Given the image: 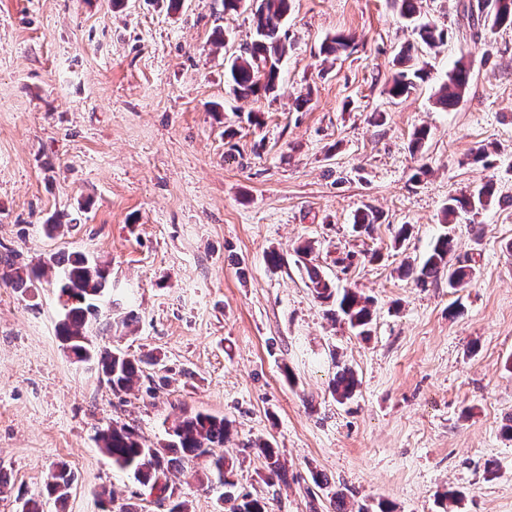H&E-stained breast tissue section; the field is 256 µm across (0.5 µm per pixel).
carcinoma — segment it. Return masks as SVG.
<instances>
[{
	"label": "carcinoma",
	"mask_w": 512,
	"mask_h": 512,
	"mask_svg": "<svg viewBox=\"0 0 512 512\" xmlns=\"http://www.w3.org/2000/svg\"><path fill=\"white\" fill-rule=\"evenodd\" d=\"M247 6L252 14L254 37L243 50L226 59V71L233 92L241 97H259L276 91L281 77L280 65L288 46V33L283 31V20L288 15V0H223L224 11L231 12ZM478 10L491 27H512V0H481ZM423 43L439 47L447 40V31L430 23L417 26ZM427 73L422 69L404 67L391 80L388 94L394 99L409 96L416 89L417 81H423ZM471 78L468 68L456 65L448 72L447 81L441 86L439 103L445 107L459 105ZM494 196V182L489 180L469 196L451 197L444 208L445 217L460 210H479L487 206ZM456 250L454 239L444 235L431 248L422 266L407 273L416 275L424 282L441 275L448 276V288L463 287L472 275L468 265L452 263ZM55 269V288L62 310L57 327L61 344L67 346L78 362H93L98 371L106 376L112 392H127L134 386L148 383L146 391L154 389V380L145 373V361L130 357L120 351L96 347L90 342L93 334H109L112 328H127L126 319L111 320L102 314L101 302L110 277L107 265L83 253L76 252L62 259L52 255L42 264L30 269L16 266L14 253H0V282L11 287H23ZM309 288L322 302L336 304L334 318L347 323L361 336L370 332L372 301L359 292L345 288L338 291L330 281L321 277L314 268L308 269ZM356 386L353 373L343 369L336 374L333 390L341 399L349 398ZM230 435L229 423L203 413L187 415L172 428L170 439L155 447L142 441L135 428L122 424L101 433V449L112 461V466L133 475L135 480L148 488V494L167 504V512H185L183 502L173 498L166 481V472L175 465L202 456L210 457L207 481L218 480L227 485V475L233 473V465L215 449L224 447ZM267 464L269 478H281L277 451L267 441L258 440L250 445ZM74 476L65 464L57 465L49 472L44 485L46 494L60 505H65L71 493ZM233 500L230 512H267V503L246 494Z\"/></svg>",
	"instance_id": "obj_1"
}]
</instances>
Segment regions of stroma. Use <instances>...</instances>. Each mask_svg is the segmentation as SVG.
<instances>
[{
	"label": "stroma",
	"mask_w": 512,
	"mask_h": 512,
	"mask_svg": "<svg viewBox=\"0 0 512 512\" xmlns=\"http://www.w3.org/2000/svg\"><path fill=\"white\" fill-rule=\"evenodd\" d=\"M417 7L447 29L443 46L424 45L393 0H292L277 92L240 99L224 58L251 42L249 11L0 0V251L27 267L73 252L106 262L103 305L134 323L95 344L161 359L153 393L113 394L58 340L53 274L24 291L0 283V472L11 486L0 512L41 497L60 462L75 482L65 508L44 499V512H102L105 490L127 502L143 488L113 468L99 433L127 423L157 446L199 412L230 421L232 492L268 512H335L337 493L346 512H512V27L474 32L463 0ZM342 33L350 48L323 53ZM404 49L429 76L395 102ZM459 62L471 80L445 109L436 94ZM489 180L488 207L443 223L449 197ZM367 207L379 219L355 233ZM55 222L66 231L46 236ZM445 234L474 269L469 284L453 292L446 278L400 274ZM304 241L314 250L302 259ZM311 266L372 298L369 335L314 298ZM345 367L358 386L340 402L332 383ZM259 437L281 478L251 450ZM206 465L171 468L169 485L188 512H229L224 486L198 480ZM250 448L253 449L258 456L262 457L266 461L270 480H273L274 477L277 479L281 478L282 474L279 467L277 451L275 448H272V445L268 441L258 440L252 442Z\"/></svg>",
	"instance_id": "stroma-1"
}]
</instances>
